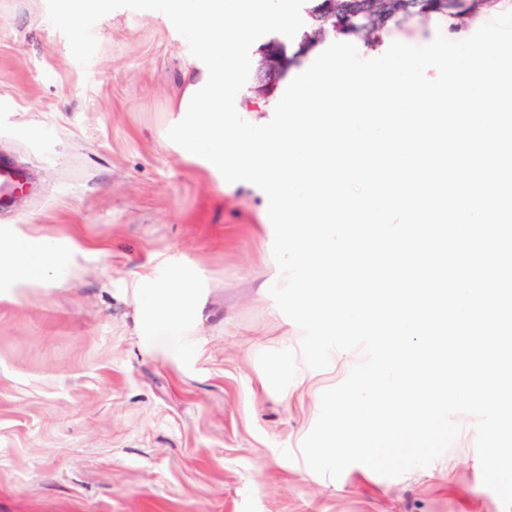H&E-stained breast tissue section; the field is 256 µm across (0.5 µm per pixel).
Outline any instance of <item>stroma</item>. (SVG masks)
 <instances>
[{
  "label": "stroma",
  "instance_id": "obj_1",
  "mask_svg": "<svg viewBox=\"0 0 512 512\" xmlns=\"http://www.w3.org/2000/svg\"><path fill=\"white\" fill-rule=\"evenodd\" d=\"M93 33L84 68L47 0H0V152L32 173L0 235L67 254L50 285L0 289V512H506L472 441L396 478L307 466L321 395L360 355L264 385L260 353L300 329L269 294L259 197L167 136L198 60L158 11ZM173 267L205 317L145 344L139 278Z\"/></svg>",
  "mask_w": 512,
  "mask_h": 512
}]
</instances>
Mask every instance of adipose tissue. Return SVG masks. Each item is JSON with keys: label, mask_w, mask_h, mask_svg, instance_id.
<instances>
[{"label": "adipose tissue", "mask_w": 512, "mask_h": 512, "mask_svg": "<svg viewBox=\"0 0 512 512\" xmlns=\"http://www.w3.org/2000/svg\"><path fill=\"white\" fill-rule=\"evenodd\" d=\"M60 261L61 255L53 247L34 253L0 242V284L19 285L33 280L48 284ZM139 303L155 334L176 339L186 335L189 321L202 319L205 310L182 270L161 282L142 276Z\"/></svg>", "instance_id": "adipose-tissue-1"}]
</instances>
